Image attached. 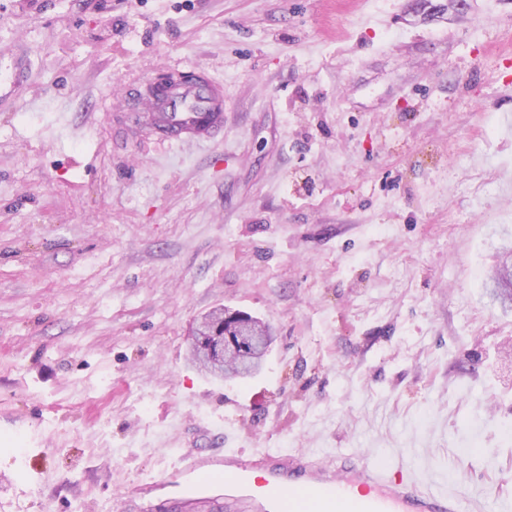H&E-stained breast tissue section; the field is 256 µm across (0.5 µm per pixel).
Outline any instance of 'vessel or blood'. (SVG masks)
I'll list each match as a JSON object with an SVG mask.
<instances>
[{"instance_id": "vessel-or-blood-1", "label": "vessel or blood", "mask_w": 512, "mask_h": 512, "mask_svg": "<svg viewBox=\"0 0 512 512\" xmlns=\"http://www.w3.org/2000/svg\"><path fill=\"white\" fill-rule=\"evenodd\" d=\"M24 71L22 58L0 52V101ZM123 103L131 118L127 134L146 133L184 148L210 141L224 124V85L205 71L140 78ZM217 486L225 505L246 503L258 512H296L301 504L313 512H464L483 499L479 492L446 487L433 468L418 466L402 451L383 460L357 452L330 461L313 448L228 450L223 474L204 476L199 497H210Z\"/></svg>"}]
</instances>
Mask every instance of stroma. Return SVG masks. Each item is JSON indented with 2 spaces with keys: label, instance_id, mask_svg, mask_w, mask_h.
<instances>
[{
  "label": "stroma",
  "instance_id": "stroma-1",
  "mask_svg": "<svg viewBox=\"0 0 512 512\" xmlns=\"http://www.w3.org/2000/svg\"><path fill=\"white\" fill-rule=\"evenodd\" d=\"M0 512H141L228 449H404L512 512V0H0ZM195 66L224 127L126 135ZM262 369L187 359L215 309ZM9 62V65L5 63ZM25 71V62L22 58L12 56L9 52H0V101L6 100L11 88L22 81Z\"/></svg>",
  "mask_w": 512,
  "mask_h": 512
}]
</instances>
